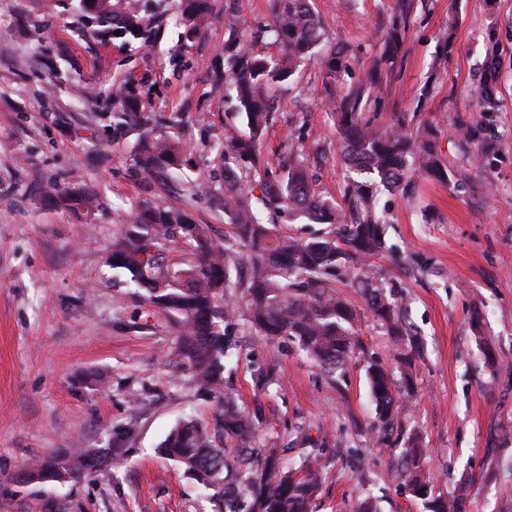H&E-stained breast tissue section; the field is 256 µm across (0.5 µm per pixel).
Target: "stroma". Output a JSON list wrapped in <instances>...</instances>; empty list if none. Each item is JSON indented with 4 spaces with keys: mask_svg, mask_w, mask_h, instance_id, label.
Instances as JSON below:
<instances>
[{
    "mask_svg": "<svg viewBox=\"0 0 512 512\" xmlns=\"http://www.w3.org/2000/svg\"><path fill=\"white\" fill-rule=\"evenodd\" d=\"M154 42L80 34L70 0H0V512H216L208 491L158 448L181 419L207 424L212 400L175 361L178 328L116 278L112 242L147 201L187 211L228 238L224 165L210 146L246 134L224 72L230 32L253 39L274 0H212L200 28L183 0H144ZM324 49H347L338 78L305 60L270 93L261 155L277 164L299 141L321 194L342 200L350 177L330 110L384 50L398 0H311ZM125 83L145 113L182 141L187 160L164 182L134 160L137 132L114 134L93 87ZM385 125L414 115L436 139L447 181L415 176L410 190L379 187L385 249L368 263L386 275L416 341L414 394L398 393L390 447L372 438L367 369L394 370L388 336L361 308L364 351L341 378L286 338L256 335L233 304V356L224 387L256 425L258 446L299 463V433L327 438L315 512H353L374 495L380 512H423L397 478L394 448L419 435L440 492L468 482L466 512H512V0H412L402 50L377 107ZM196 184L206 194H193ZM94 193L91 212L55 207L64 190ZM273 366L270 377L261 369ZM96 450L102 475L20 483L36 460Z\"/></svg>",
    "mask_w": 512,
    "mask_h": 512,
    "instance_id": "35a3bbf8",
    "label": "stroma"
}]
</instances>
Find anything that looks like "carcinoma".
Masks as SVG:
<instances>
[{
  "mask_svg": "<svg viewBox=\"0 0 512 512\" xmlns=\"http://www.w3.org/2000/svg\"><path fill=\"white\" fill-rule=\"evenodd\" d=\"M84 18L91 34L149 42L146 17L137 0L120 6L112 0H83ZM184 14L194 26L211 17V0H185ZM270 33L282 47L273 62L233 43L224 68L235 84L238 111L245 115L250 134L229 136L212 151L224 162V218L232 226L224 244L212 240L209 226L197 224L184 210L166 203L147 204L123 225L112 245V269L126 274L144 290L143 299L176 318L180 329L176 351L179 364L195 386L217 402L215 427L230 444L231 453L217 447L207 427L194 420L177 425L161 445L166 458L181 466L193 479L213 490L218 512H312L322 483L318 458L324 442L308 436L310 445L297 468H286L277 456L261 455L255 447V425L235 398L224 393V359L232 348L228 331L230 308L224 300L240 290L247 298L248 321L257 335L286 337L329 375L344 372L360 347L356 313L351 304L330 286L337 269L352 265V287L377 324L390 336L394 359L400 368V388L414 389L411 353L405 336L408 328L400 308L384 283L364 271L366 262L384 248V220L372 184L353 182L345 194L352 219L310 185L307 167L297 150L290 148L275 167L261 159V136L270 120L266 88L282 84L297 63L314 53L323 40V28L308 0H276L273 22L255 36ZM403 41L398 28L389 33L385 56L374 61L365 81L348 87L332 117L346 165L379 177L382 184L398 188L409 184V173L443 180L447 170L437 145L418 127L403 129L405 118L379 126L365 115L371 97L381 90L383 62L397 56ZM343 47L321 56L320 65L334 76L346 66ZM94 97L112 104V130L138 132L137 166L154 179H165L182 164L183 145L157 130L155 120L143 115L135 96L124 84L99 86ZM259 193H254V188ZM59 207L88 211L96 207L91 195L63 192ZM315 224H330L327 236L305 241L284 240L275 225L294 217ZM179 240L190 248L186 267L177 271L164 264L161 252ZM250 276L233 279L241 259ZM370 386L379 424L377 440L388 441L397 400L386 370L370 367ZM397 477L421 500L424 512H465L466 495L436 491L435 477L425 471V449L408 439L394 459ZM33 470L65 474L80 479L99 471L98 456L80 448L55 455Z\"/></svg>",
  "mask_w": 512,
  "mask_h": 512,
  "instance_id": "carcinoma-1",
  "label": "carcinoma"
}]
</instances>
